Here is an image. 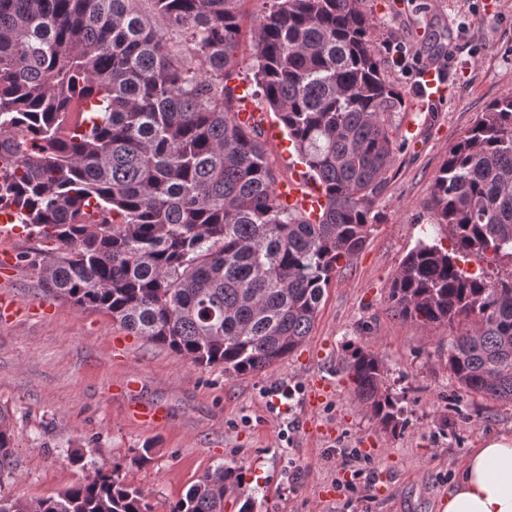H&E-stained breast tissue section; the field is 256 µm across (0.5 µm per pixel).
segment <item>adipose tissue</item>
Listing matches in <instances>:
<instances>
[{
	"instance_id": "obj_1",
	"label": "adipose tissue",
	"mask_w": 512,
	"mask_h": 512,
	"mask_svg": "<svg viewBox=\"0 0 512 512\" xmlns=\"http://www.w3.org/2000/svg\"><path fill=\"white\" fill-rule=\"evenodd\" d=\"M441 512H512V435L495 436L467 454Z\"/></svg>"
}]
</instances>
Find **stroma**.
I'll return each instance as SVG.
<instances>
[{"instance_id":"1","label":"stroma","mask_w":512,"mask_h":512,"mask_svg":"<svg viewBox=\"0 0 512 512\" xmlns=\"http://www.w3.org/2000/svg\"><path fill=\"white\" fill-rule=\"evenodd\" d=\"M364 8L384 76L401 96L391 124L405 146L386 174L369 239L333 277L305 342L254 375L198 367L103 311L44 292L36 271L17 263L0 276V298L27 311L18 319L0 308V411L15 446L0 496L34 501L118 463L150 512H169L205 471L224 465L243 476L224 512H239L247 499L253 512H440L470 449L512 435V401L468 393L451 375L448 328H420L388 299L418 241L453 245L432 209V186L450 147L512 92V0H365ZM428 64L447 82L446 96L432 102L415 83ZM252 102L267 116V161L286 183L299 160L263 96ZM357 347L384 364L396 430L355 400L347 365ZM130 376L135 389L119 390ZM319 376L330 391L311 410L308 384ZM283 388L294 395L281 406ZM138 403L162 407L166 422L135 421L129 409ZM145 447L151 461L135 465ZM354 449L368 453L355 480L340 465ZM77 450L84 459L75 465Z\"/></svg>"}]
</instances>
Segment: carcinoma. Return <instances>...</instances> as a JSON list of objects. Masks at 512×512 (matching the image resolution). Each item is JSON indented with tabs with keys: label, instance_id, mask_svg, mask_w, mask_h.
<instances>
[{
	"label": "carcinoma",
	"instance_id": "cac0c4a2",
	"mask_svg": "<svg viewBox=\"0 0 512 512\" xmlns=\"http://www.w3.org/2000/svg\"><path fill=\"white\" fill-rule=\"evenodd\" d=\"M362 2L268 0L253 26L256 84L326 197L312 221L280 199L260 128L235 118L240 0H153L189 61L137 0H0V210L54 244L21 256L43 288L199 367L250 375L294 352L340 262L365 246L404 146ZM431 204L454 248L418 242L389 299L405 320L454 331L448 368L468 392L512 401V277L459 265L512 252V92L449 149ZM348 371L396 427L381 360L358 348ZM6 420L0 473L13 469ZM239 485L220 465L169 512H224ZM0 512L148 506L116 465L32 503L0 497Z\"/></svg>",
	"mask_w": 512,
	"mask_h": 512
}]
</instances>
